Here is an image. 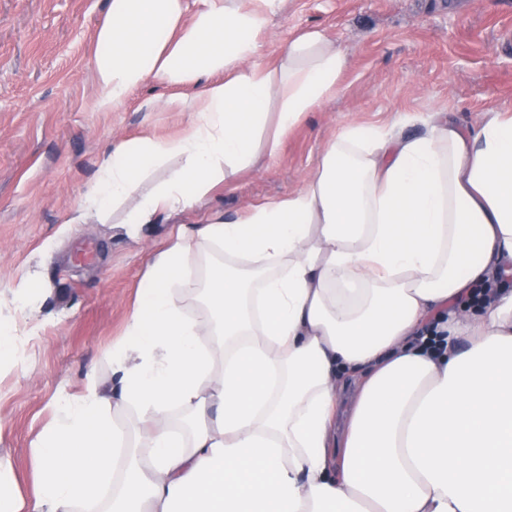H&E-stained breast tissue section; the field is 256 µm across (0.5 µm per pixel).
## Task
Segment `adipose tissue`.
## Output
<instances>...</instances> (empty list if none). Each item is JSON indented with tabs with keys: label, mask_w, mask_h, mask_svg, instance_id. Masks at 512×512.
I'll return each instance as SVG.
<instances>
[{
	"label": "adipose tissue",
	"mask_w": 512,
	"mask_h": 512,
	"mask_svg": "<svg viewBox=\"0 0 512 512\" xmlns=\"http://www.w3.org/2000/svg\"><path fill=\"white\" fill-rule=\"evenodd\" d=\"M281 2L110 0L102 107L190 82L192 119L104 156L89 208L136 198L135 228L192 208L336 95L346 55L321 32L256 63ZM127 334L117 385L57 396L31 496L0 455V512H512V116L349 125L303 187L181 231Z\"/></svg>",
	"instance_id": "ef3b65f1"
}]
</instances>
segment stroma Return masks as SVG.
I'll return each instance as SVG.
<instances>
[{
  "instance_id": "obj_1",
  "label": "stroma",
  "mask_w": 512,
  "mask_h": 512,
  "mask_svg": "<svg viewBox=\"0 0 512 512\" xmlns=\"http://www.w3.org/2000/svg\"><path fill=\"white\" fill-rule=\"evenodd\" d=\"M110 0H0V301L38 274L36 336L0 367V454L30 481V448L59 392L81 394L89 369L124 337L153 257L200 211L129 232L123 208L88 214V189L116 145L179 137L186 84L147 82L104 108L93 65ZM317 30L347 56L335 99L308 113L262 169L215 187L209 208L235 217L299 189L325 145L352 123L424 131L429 113L471 133L512 115V0H284L261 30L259 62Z\"/></svg>"
}]
</instances>
